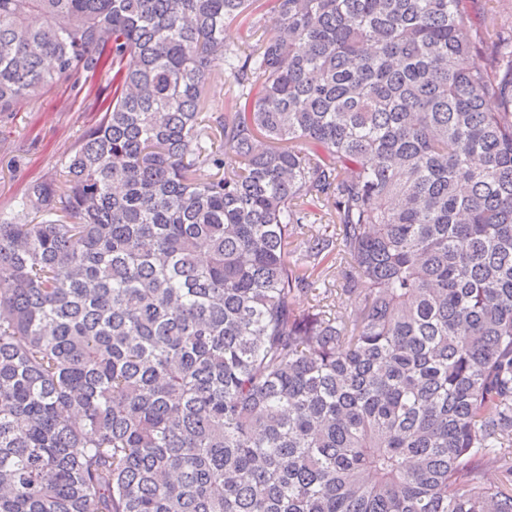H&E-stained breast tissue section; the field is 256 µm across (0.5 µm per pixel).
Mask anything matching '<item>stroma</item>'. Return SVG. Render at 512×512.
Instances as JSON below:
<instances>
[{"instance_id":"1","label":"stroma","mask_w":512,"mask_h":512,"mask_svg":"<svg viewBox=\"0 0 512 512\" xmlns=\"http://www.w3.org/2000/svg\"><path fill=\"white\" fill-rule=\"evenodd\" d=\"M97 118L93 99L63 85L0 114V212H13L28 186L49 175Z\"/></svg>"}]
</instances>
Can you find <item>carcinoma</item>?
Listing matches in <instances>:
<instances>
[{"label":"carcinoma","mask_w":512,"mask_h":512,"mask_svg":"<svg viewBox=\"0 0 512 512\" xmlns=\"http://www.w3.org/2000/svg\"><path fill=\"white\" fill-rule=\"evenodd\" d=\"M472 2L0 0V114L101 112L0 215V512H512V33ZM227 86L225 85L224 75L216 72L213 73L208 79L203 97V112H209L215 107L219 109V112L224 111V98Z\"/></svg>","instance_id":"obj_1"}]
</instances>
